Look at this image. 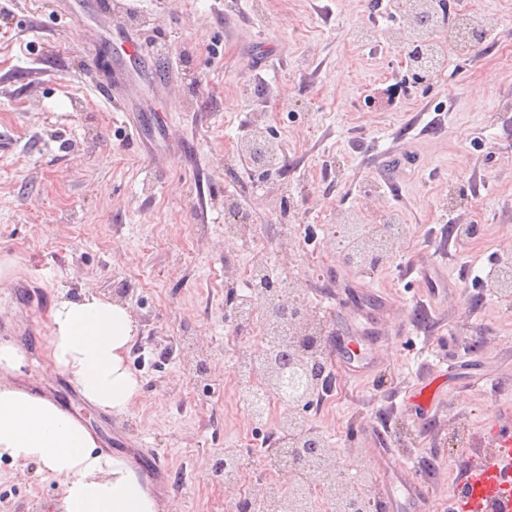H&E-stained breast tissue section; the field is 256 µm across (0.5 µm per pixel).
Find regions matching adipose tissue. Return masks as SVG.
I'll use <instances>...</instances> for the list:
<instances>
[{
  "label": "adipose tissue",
  "mask_w": 512,
  "mask_h": 512,
  "mask_svg": "<svg viewBox=\"0 0 512 512\" xmlns=\"http://www.w3.org/2000/svg\"><path fill=\"white\" fill-rule=\"evenodd\" d=\"M46 328L52 368L87 401L119 415L134 408L140 380L129 360L136 324L127 306L91 290L76 299L62 295ZM23 360L19 347L0 345V460L40 463L59 484L52 512H162L136 472L101 452L76 415L9 381Z\"/></svg>",
  "instance_id": "1"
}]
</instances>
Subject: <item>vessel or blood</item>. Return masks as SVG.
Segmentation results:
<instances>
[{
  "label": "vessel or blood",
  "mask_w": 512,
  "mask_h": 512,
  "mask_svg": "<svg viewBox=\"0 0 512 512\" xmlns=\"http://www.w3.org/2000/svg\"><path fill=\"white\" fill-rule=\"evenodd\" d=\"M488 435L497 453L466 469L460 482L464 512H512V432L493 426ZM376 496L385 506L401 503L409 512H421L431 493L419 474L404 471L398 482L378 487Z\"/></svg>",
  "instance_id": "1"
}]
</instances>
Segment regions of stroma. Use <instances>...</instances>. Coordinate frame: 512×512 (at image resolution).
<instances>
[{
    "mask_svg": "<svg viewBox=\"0 0 512 512\" xmlns=\"http://www.w3.org/2000/svg\"><path fill=\"white\" fill-rule=\"evenodd\" d=\"M119 2L106 16L88 0H6L0 13V258L14 262L0 283V344L25 355L13 383L73 409L162 507L230 512L254 497L264 471L244 485L212 472L224 449L273 430L249 419L224 357L262 346L229 301L244 286L225 270L254 257L228 230L232 196L305 309L338 301L326 340L371 363L335 377L309 425L350 472H369L368 493L407 464L433 490L429 512H449L464 465L485 459L487 425L512 431V299L473 283L512 258V64L501 60L512 0H480L497 26L421 85L401 50L353 41L372 0ZM131 41L165 49L132 71L116 54ZM391 89L396 109L368 104ZM246 127L280 144L276 170L243 160ZM380 208L400 212L405 233L362 274L342 260L336 216ZM471 222L472 244L452 239L450 225ZM121 288L141 390L116 415L51 369L43 337L56 294ZM427 383L441 396L423 419L401 400ZM379 423L394 437L385 467L370 432ZM458 428L468 442L453 448ZM58 491L39 465L0 462V512H45Z\"/></svg>",
    "mask_w": 512,
    "mask_h": 512,
    "instance_id": "35a3bbf8",
    "label": "stroma"
}]
</instances>
